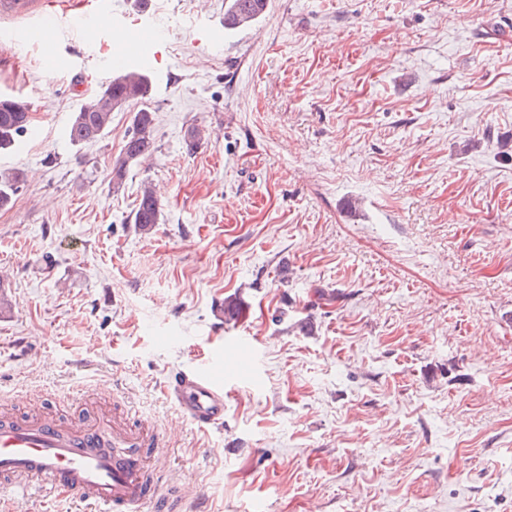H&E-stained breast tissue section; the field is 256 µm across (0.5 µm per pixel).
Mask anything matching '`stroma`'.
Here are the masks:
<instances>
[{"label":"stroma","instance_id":"stroma-1","mask_svg":"<svg viewBox=\"0 0 512 512\" xmlns=\"http://www.w3.org/2000/svg\"><path fill=\"white\" fill-rule=\"evenodd\" d=\"M110 5L153 29L156 150L120 189L131 108L66 138L109 28L49 31L52 69L0 46L31 116L0 152L26 174L0 210V420L157 424L181 512H512V0H270L231 32L224 0ZM215 349L203 432L165 384ZM161 206L148 187L141 191L139 202L131 214L130 223L134 224L137 231L149 233L155 224H159Z\"/></svg>","mask_w":512,"mask_h":512}]
</instances>
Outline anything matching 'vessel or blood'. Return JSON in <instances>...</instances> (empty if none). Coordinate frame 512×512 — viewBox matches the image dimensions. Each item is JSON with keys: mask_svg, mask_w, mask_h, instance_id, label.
<instances>
[{"mask_svg": "<svg viewBox=\"0 0 512 512\" xmlns=\"http://www.w3.org/2000/svg\"><path fill=\"white\" fill-rule=\"evenodd\" d=\"M0 17H36L62 25L49 0H0ZM219 354L206 364L180 370L167 393L187 419L201 429L224 422V379ZM160 445L153 428L134 427L121 419L100 428L83 422L63 426L54 421L0 423V496L24 499L41 490L54 498L82 504L87 512H178L180 501L161 495L162 476L149 458Z\"/></svg>", "mask_w": 512, "mask_h": 512, "instance_id": "vessel-or-blood-1", "label": "vessel or blood"}]
</instances>
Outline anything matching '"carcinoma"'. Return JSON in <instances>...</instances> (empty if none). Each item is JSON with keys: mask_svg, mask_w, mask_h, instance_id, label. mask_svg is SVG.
Listing matches in <instances>:
<instances>
[{"mask_svg": "<svg viewBox=\"0 0 512 512\" xmlns=\"http://www.w3.org/2000/svg\"><path fill=\"white\" fill-rule=\"evenodd\" d=\"M268 0H225L224 29L238 30L257 22L266 12ZM151 78L142 71H128L112 78L101 92L82 105L72 116L67 135L69 142L82 145L89 138L99 139L112 124V112L136 102L141 104L132 120L133 130L123 145V160L112 170L113 188L123 184L126 163L152 155L156 147L151 135L153 111L148 106ZM29 110L14 99L0 98V151L12 148L17 138L30 124ZM24 181V173L17 169L0 174V209L7 208ZM161 206L150 188L141 191L139 202L131 214L130 223L137 231L148 233L159 223Z\"/></svg>", "mask_w": 512, "mask_h": 512, "instance_id": "carcinoma-1", "label": "carcinoma"}]
</instances>
